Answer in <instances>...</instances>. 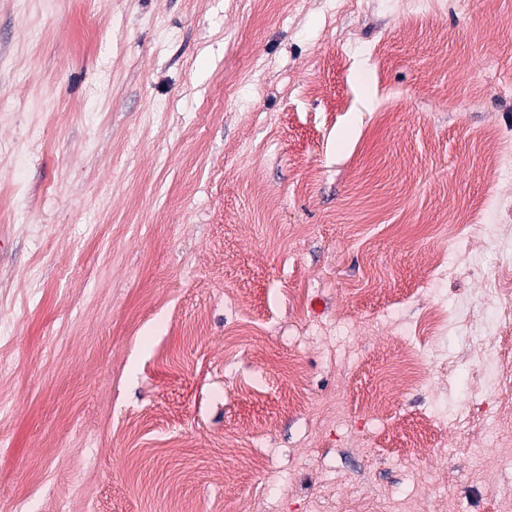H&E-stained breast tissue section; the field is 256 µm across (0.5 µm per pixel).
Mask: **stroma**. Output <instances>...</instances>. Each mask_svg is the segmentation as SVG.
<instances>
[{"label":"stroma","mask_w":512,"mask_h":512,"mask_svg":"<svg viewBox=\"0 0 512 512\" xmlns=\"http://www.w3.org/2000/svg\"><path fill=\"white\" fill-rule=\"evenodd\" d=\"M507 143L512 0H0V512H512ZM503 350H507V354L503 353ZM488 360H492L496 364L498 370L497 378L499 375L497 382V392L500 396H502L506 407L510 409L509 399L511 397V385L508 382V379L512 368L511 350H509L507 347H499L495 350H489L487 351V354L482 361L483 364Z\"/></svg>","instance_id":"stroma-1"}]
</instances>
